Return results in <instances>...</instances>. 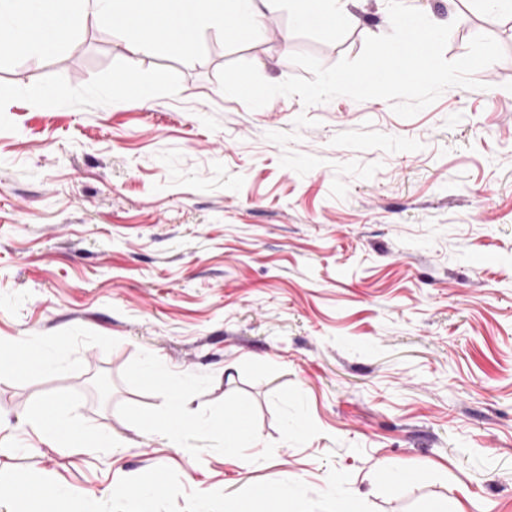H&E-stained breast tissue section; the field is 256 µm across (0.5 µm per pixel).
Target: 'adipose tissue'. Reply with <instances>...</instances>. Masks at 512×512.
<instances>
[{
    "label": "adipose tissue",
    "mask_w": 512,
    "mask_h": 512,
    "mask_svg": "<svg viewBox=\"0 0 512 512\" xmlns=\"http://www.w3.org/2000/svg\"><path fill=\"white\" fill-rule=\"evenodd\" d=\"M144 377L149 383L166 386L167 395L157 413L139 419L138 424L142 430L164 431L177 447L181 446L187 432L192 429L207 434L219 448L231 455L239 454L244 448L256 447L257 436L252 427L251 408L246 402L237 401L225 405V421L236 425L235 430L229 432L207 420L189 416L185 403L188 380L184 379L177 383L168 382L163 372L152 366L147 368ZM29 419L35 431L57 448H73L82 441L99 447H108L112 444L110 433L77 426L52 402L36 405Z\"/></svg>",
    "instance_id": "adipose-tissue-1"
}]
</instances>
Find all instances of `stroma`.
Listing matches in <instances>:
<instances>
[{
	"label": "stroma",
	"instance_id": "35a3bbf8",
	"mask_svg": "<svg viewBox=\"0 0 512 512\" xmlns=\"http://www.w3.org/2000/svg\"><path fill=\"white\" fill-rule=\"evenodd\" d=\"M405 2L452 24L447 59L480 33L505 52L408 119L346 96L252 111L218 81L234 60L279 83L304 73L293 53L357 57L390 31L387 0H350L338 43L281 10L234 50L209 28L191 64L86 16L64 55L0 69V343L59 350L42 374L0 364V470L102 501L160 465L228 493H317L335 468L375 512H512V14ZM131 73L177 84L142 106ZM149 357L191 377L196 415L247 402L258 447L141 431L166 395ZM46 400L112 447L42 442L28 413Z\"/></svg>",
	"mask_w": 512,
	"mask_h": 512
}]
</instances>
